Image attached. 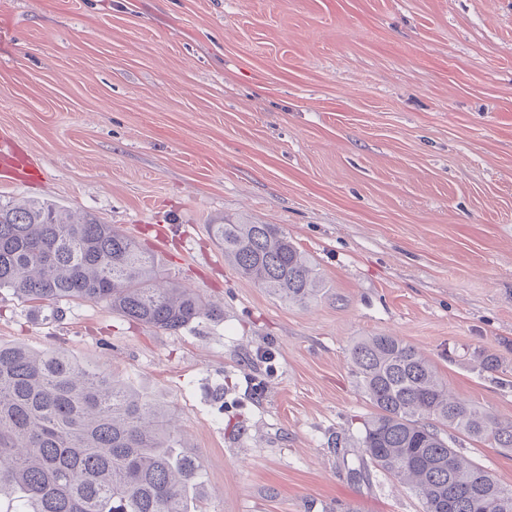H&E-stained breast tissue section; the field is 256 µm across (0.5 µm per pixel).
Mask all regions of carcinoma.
I'll list each match as a JSON object with an SVG mask.
<instances>
[{
  "label": "carcinoma",
  "instance_id": "cac0c4a2",
  "mask_svg": "<svg viewBox=\"0 0 512 512\" xmlns=\"http://www.w3.org/2000/svg\"><path fill=\"white\" fill-rule=\"evenodd\" d=\"M235 271L292 305L324 294L311 259L279 224L210 225ZM26 301L105 303L162 331L214 315L202 296L161 277L154 255L111 224L30 200L0 204V289ZM373 412L355 481L382 471L421 512H512V487L448 442V432L512 448V417L452 396L435 366L392 334L349 349ZM169 410L68 352L0 343V512H191L205 492Z\"/></svg>",
  "mask_w": 512,
  "mask_h": 512
}]
</instances>
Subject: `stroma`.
Segmentation results:
<instances>
[{
  "instance_id": "1",
  "label": "stroma",
  "mask_w": 512,
  "mask_h": 512,
  "mask_svg": "<svg viewBox=\"0 0 512 512\" xmlns=\"http://www.w3.org/2000/svg\"><path fill=\"white\" fill-rule=\"evenodd\" d=\"M0 128L40 166L0 201L115 225L215 308L173 333L0 290V342L169 406L198 512H420L391 476L346 474L372 412L361 336L512 416V0H0ZM227 219L282 225L326 294L240 277L210 232ZM460 450L512 487V449Z\"/></svg>"
}]
</instances>
